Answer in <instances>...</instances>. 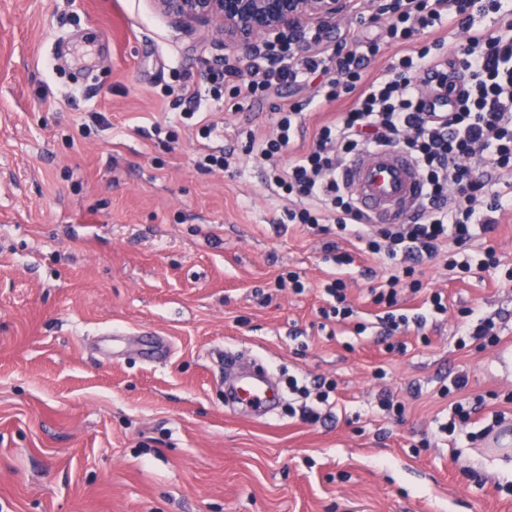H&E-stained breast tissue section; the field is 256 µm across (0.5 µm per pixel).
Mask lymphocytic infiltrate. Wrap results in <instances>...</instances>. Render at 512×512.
Returning <instances> with one entry per match:
<instances>
[{
    "mask_svg": "<svg viewBox=\"0 0 512 512\" xmlns=\"http://www.w3.org/2000/svg\"><path fill=\"white\" fill-rule=\"evenodd\" d=\"M506 6L507 0H387L383 5L364 0L357 24L380 28V38L353 36L348 52L330 57H299L284 48L278 67L265 70L262 80L244 78L233 88L235 97L248 101L280 83L323 74L328 78L325 100L347 101V109L320 126L299 154L290 152L302 116L299 103L278 110L273 137L247 141L243 150L257 153L272 170L271 189L287 194L282 223L310 229L335 225L339 236L395 265L394 273L369 290L372 302L384 310L382 338L388 350H401L394 340L401 327L411 322L422 327L447 313L439 292L425 298L415 318L398 311L405 293L423 288L416 264L436 258L443 242L453 245L449 270L499 266L493 248H486L475 265L465 249L494 232L500 214L512 211V190L498 188L502 178L512 175V23L493 32L474 27L475 14L498 13ZM446 25L467 35L464 50L454 58L443 41L429 38ZM385 43L396 49L392 61L379 74H368ZM435 99L443 100L445 111H434ZM372 146L405 152L422 175L423 202L402 223L368 222L339 183L342 163ZM461 317L458 347L500 343L493 318L473 308L462 310ZM467 386L461 374L441 388V396L452 400V419L439 423V433L453 434L457 424L471 423L483 408L481 396H466Z\"/></svg>",
    "mask_w": 512,
    "mask_h": 512,
    "instance_id": "f902f5d3",
    "label": "lymphocytic infiltrate"
}]
</instances>
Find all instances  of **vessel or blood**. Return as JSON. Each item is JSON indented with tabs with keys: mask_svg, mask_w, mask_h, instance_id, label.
<instances>
[{
	"mask_svg": "<svg viewBox=\"0 0 512 512\" xmlns=\"http://www.w3.org/2000/svg\"><path fill=\"white\" fill-rule=\"evenodd\" d=\"M340 181L355 207L373 224H396L421 201L423 182L415 161L389 147L360 151L342 165ZM233 409L270 416L280 401L279 388L262 366L236 374L226 387Z\"/></svg>",
	"mask_w": 512,
	"mask_h": 512,
	"instance_id": "b4317fda",
	"label": "vessel or blood"
}]
</instances>
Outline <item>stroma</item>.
I'll return each instance as SVG.
<instances>
[{"label": "stroma", "mask_w": 512, "mask_h": 512, "mask_svg": "<svg viewBox=\"0 0 512 512\" xmlns=\"http://www.w3.org/2000/svg\"><path fill=\"white\" fill-rule=\"evenodd\" d=\"M219 55L207 29L186 31L152 0H0V512H512L499 489L512 376L494 372L512 348V213L468 250L476 262L493 247L498 268L461 279L422 264L448 313L386 352L369 290L388 261L279 223L286 199L240 151L271 134L278 107L302 103L300 152L345 102L320 105L318 77L237 102L257 63L246 55L212 101ZM186 81L201 101L184 124ZM94 112L107 127L82 133ZM209 123L219 132L205 140ZM208 146L239 149L235 167L198 169ZM329 242L354 258L357 315L343 324L322 313ZM291 271L303 292L279 287ZM468 307L495 316L500 347L457 348ZM108 329L125 332L121 355L103 348ZM144 332L167 341L165 360L140 357ZM228 353L277 377L272 418L226 408ZM459 373L484 396L483 419L503 412L498 441L471 445L464 426L437 435L439 389ZM292 378L336 389L320 404L288 390ZM383 389L401 419L378 409ZM306 404L317 422L302 420Z\"/></svg>", "instance_id": "1"}]
</instances>
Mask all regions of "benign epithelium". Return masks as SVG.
<instances>
[{"label": "benign epithelium", "mask_w": 512, "mask_h": 512, "mask_svg": "<svg viewBox=\"0 0 512 512\" xmlns=\"http://www.w3.org/2000/svg\"><path fill=\"white\" fill-rule=\"evenodd\" d=\"M157 9L190 27L209 28L233 52L270 57L285 45L299 46L308 31L347 17L351 0H154Z\"/></svg>", "instance_id": "1"}]
</instances>
